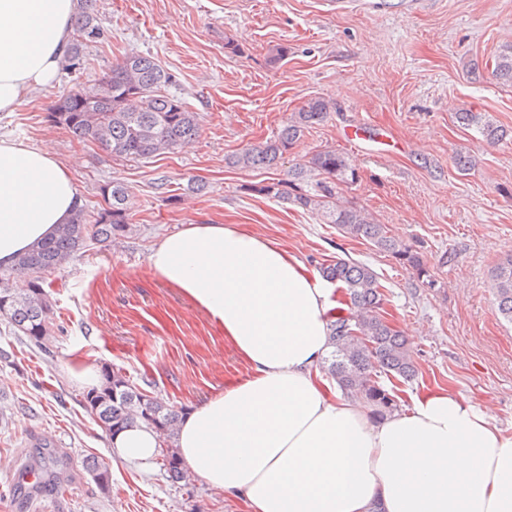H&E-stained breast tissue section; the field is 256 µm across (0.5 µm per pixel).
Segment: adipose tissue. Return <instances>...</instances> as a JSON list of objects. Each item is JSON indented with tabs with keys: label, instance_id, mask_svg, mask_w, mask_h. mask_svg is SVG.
Instances as JSON below:
<instances>
[{
	"label": "adipose tissue",
	"instance_id": "obj_1",
	"mask_svg": "<svg viewBox=\"0 0 512 512\" xmlns=\"http://www.w3.org/2000/svg\"><path fill=\"white\" fill-rule=\"evenodd\" d=\"M79 0H0V113L50 86ZM72 164L0 135V263L52 237L80 204ZM149 262L220 327L249 375L192 408L175 446L185 469L252 512H512V436L440 389L372 417L322 378L335 290L293 253L224 224L164 236ZM146 426L112 441L150 461Z\"/></svg>",
	"mask_w": 512,
	"mask_h": 512
}]
</instances>
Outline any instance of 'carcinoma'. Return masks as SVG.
Masks as SVG:
<instances>
[{
	"label": "carcinoma",
	"mask_w": 512,
	"mask_h": 512,
	"mask_svg": "<svg viewBox=\"0 0 512 512\" xmlns=\"http://www.w3.org/2000/svg\"><path fill=\"white\" fill-rule=\"evenodd\" d=\"M96 4L97 0H81V10L74 19L76 42L65 60L68 71L80 65L82 45L99 35ZM493 73L512 84V44L498 54ZM170 82V74L155 57L131 54L113 65L93 86L79 88L60 99L51 107L49 118L66 127L77 140L95 143L114 157L139 160L169 152L193 141L200 131L198 113L190 111L182 98L167 92ZM329 111L325 100H308L291 114L276 139L229 158V164L242 168L278 167L283 155ZM460 119L468 126H476L490 142H499L507 135L473 112L460 113ZM291 176L300 183H310L308 190L295 188L294 204L321 213L326 223L368 241L428 278L429 286L435 285L416 252L389 235L365 211L339 204L340 186L356 180L355 170L342 153L319 151L296 164ZM101 193L106 206L97 211L79 207L71 222L62 225L54 238L19 256L14 265L0 267V316L30 346L41 351H49L54 317V304L45 289L48 275L87 247H106L132 230L127 188L114 182L101 188ZM320 272L337 285L346 306L343 315L329 318L331 352L326 369L345 393L374 407V415L381 418L395 410L397 402L394 390L379 384L378 376L415 380L418 368L411 346L382 314L383 285L370 266L338 259L320 267ZM492 289L498 313L512 323V257L492 271ZM82 404L109 438L125 428L145 425L171 439L179 422L178 411L107 367L101 370L100 385L83 393ZM163 466L174 483L188 478L172 449L166 451ZM85 468L101 490L109 489L111 473L104 464L92 457Z\"/></svg>",
	"instance_id": "carcinoma-1"
}]
</instances>
